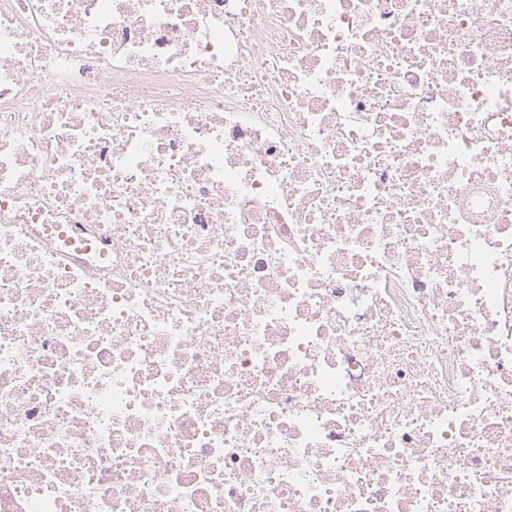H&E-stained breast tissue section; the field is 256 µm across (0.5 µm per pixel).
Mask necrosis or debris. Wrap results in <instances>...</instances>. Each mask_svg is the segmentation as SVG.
Here are the masks:
<instances>
[{"instance_id":"1","label":"necrosis or debris","mask_w":512,"mask_h":512,"mask_svg":"<svg viewBox=\"0 0 512 512\" xmlns=\"http://www.w3.org/2000/svg\"><path fill=\"white\" fill-rule=\"evenodd\" d=\"M0 512H512V0H0Z\"/></svg>"}]
</instances>
